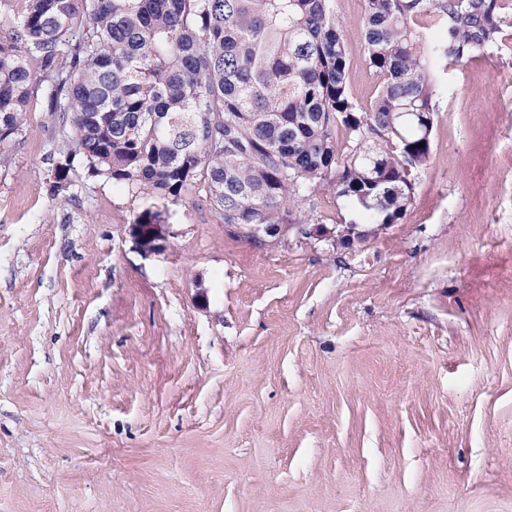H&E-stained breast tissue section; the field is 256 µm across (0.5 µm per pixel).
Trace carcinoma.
I'll return each mask as SVG.
<instances>
[{
    "mask_svg": "<svg viewBox=\"0 0 512 512\" xmlns=\"http://www.w3.org/2000/svg\"><path fill=\"white\" fill-rule=\"evenodd\" d=\"M509 0H364L369 102L349 87L335 0H0V168L31 99L64 112L51 191L74 160L163 200L255 225L401 224L432 154L438 74L494 45Z\"/></svg>",
    "mask_w": 512,
    "mask_h": 512,
    "instance_id": "carcinoma-1",
    "label": "carcinoma"
}]
</instances>
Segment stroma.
<instances>
[{
  "label": "stroma",
  "instance_id": "35a3bbf8",
  "mask_svg": "<svg viewBox=\"0 0 512 512\" xmlns=\"http://www.w3.org/2000/svg\"><path fill=\"white\" fill-rule=\"evenodd\" d=\"M61 136L32 99L0 170V512H512V23L443 73L407 222L342 259L79 161L53 197ZM132 224L140 242L148 251L153 250L156 242L165 236V224L162 223L160 212L145 210L134 218Z\"/></svg>",
  "mask_w": 512,
  "mask_h": 512
}]
</instances>
